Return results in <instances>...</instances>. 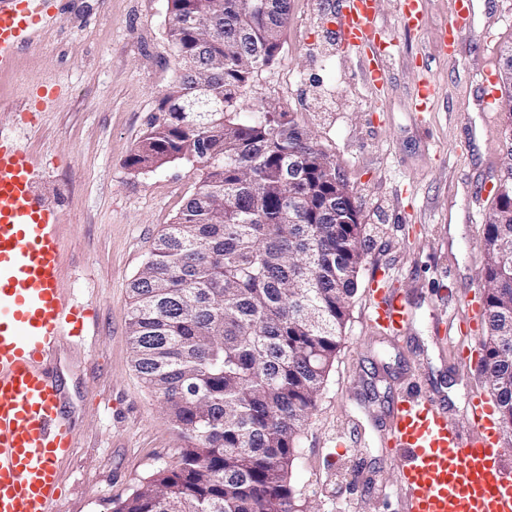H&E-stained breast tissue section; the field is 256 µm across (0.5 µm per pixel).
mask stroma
<instances>
[{
  "label": "stroma",
  "instance_id": "35a3bbf8",
  "mask_svg": "<svg viewBox=\"0 0 512 512\" xmlns=\"http://www.w3.org/2000/svg\"><path fill=\"white\" fill-rule=\"evenodd\" d=\"M70 2L15 70L0 74V129L15 130L39 93L55 92L22 137L43 168L39 194L63 213L68 291L96 311L82 353L62 361L81 417L74 457L60 465L58 512H111L182 446L133 366L128 284L199 172L189 162L128 163L173 81L167 0ZM400 2L377 0V20L398 44L386 89L370 87L360 59L339 48L334 0H290L283 47L244 95L245 105L283 113L316 142L361 204L359 287L292 468L304 512H400L398 465L380 434L406 383L445 399L462 427L466 399L489 393L477 359H453L445 330L484 282L483 228L502 166L497 74L512 46V0H472L471 29L449 50L442 36L452 0H423L417 28L404 24ZM423 77L437 97L420 113L412 96ZM384 273L414 315L397 338L369 321L373 281Z\"/></svg>",
  "mask_w": 512,
  "mask_h": 512
}]
</instances>
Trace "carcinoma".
Instances as JSON below:
<instances>
[{
  "instance_id": "1",
  "label": "carcinoma",
  "mask_w": 512,
  "mask_h": 512,
  "mask_svg": "<svg viewBox=\"0 0 512 512\" xmlns=\"http://www.w3.org/2000/svg\"><path fill=\"white\" fill-rule=\"evenodd\" d=\"M175 86L130 164L200 165L130 284L134 363L183 446L113 512H300L299 437L363 264L360 205L312 139L241 89L276 58L289 0H168ZM484 224L480 369L512 435V110Z\"/></svg>"
}]
</instances>
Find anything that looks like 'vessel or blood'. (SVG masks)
Listing matches in <instances>:
<instances>
[{
    "label": "vessel or blood",
    "instance_id": "1",
    "mask_svg": "<svg viewBox=\"0 0 512 512\" xmlns=\"http://www.w3.org/2000/svg\"><path fill=\"white\" fill-rule=\"evenodd\" d=\"M65 0H0V73L57 25ZM342 50L364 52L366 81L384 86L395 40L378 23L376 0H339ZM471 0H455L447 39L465 30ZM38 162L0 130V512H54L63 494L58 470L77 446L57 379L62 345L85 346L92 317L64 287L63 214L37 191ZM371 323L389 335L413 313L394 291L374 287ZM461 430L440 401L418 387L393 404L384 434L402 453L398 493L404 512H512V466L500 453L495 402L470 397Z\"/></svg>",
    "mask_w": 512,
    "mask_h": 512
}]
</instances>
